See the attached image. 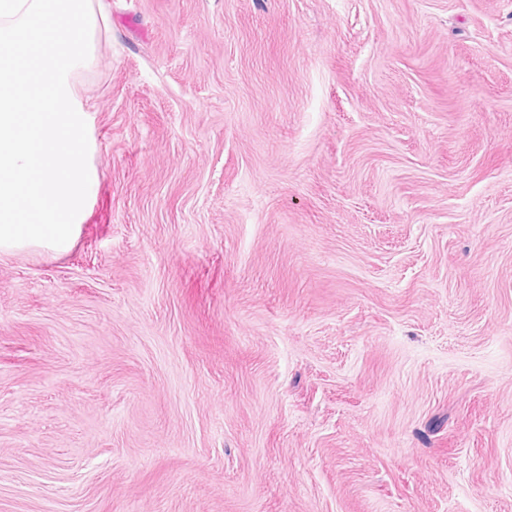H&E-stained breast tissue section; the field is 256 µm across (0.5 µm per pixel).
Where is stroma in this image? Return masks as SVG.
Masks as SVG:
<instances>
[{
  "mask_svg": "<svg viewBox=\"0 0 512 512\" xmlns=\"http://www.w3.org/2000/svg\"><path fill=\"white\" fill-rule=\"evenodd\" d=\"M98 7L0 512H512V0Z\"/></svg>",
  "mask_w": 512,
  "mask_h": 512,
  "instance_id": "35a3bbf8",
  "label": "stroma"
}]
</instances>
